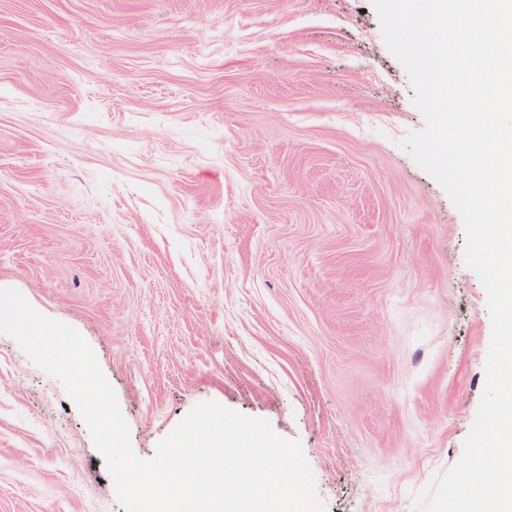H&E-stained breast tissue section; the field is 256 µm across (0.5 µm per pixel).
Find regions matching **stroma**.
<instances>
[{"mask_svg": "<svg viewBox=\"0 0 512 512\" xmlns=\"http://www.w3.org/2000/svg\"><path fill=\"white\" fill-rule=\"evenodd\" d=\"M373 0H0V287L76 329L152 457L196 403L300 441L326 512H414L492 325ZM0 512H124L0 334Z\"/></svg>", "mask_w": 512, "mask_h": 512, "instance_id": "stroma-1", "label": "stroma"}]
</instances>
